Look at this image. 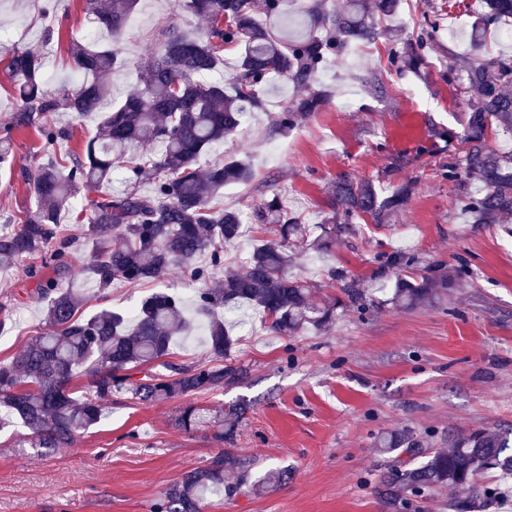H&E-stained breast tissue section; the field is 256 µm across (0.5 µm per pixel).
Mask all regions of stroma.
Here are the masks:
<instances>
[{"label":"stroma","instance_id":"35a3bbf8","mask_svg":"<svg viewBox=\"0 0 512 512\" xmlns=\"http://www.w3.org/2000/svg\"><path fill=\"white\" fill-rule=\"evenodd\" d=\"M436 14L441 29L422 72L393 69L386 40L355 49L321 76L332 91L328 104L292 129L272 122L287 106L290 86L266 87V111L248 116L206 157L210 164L245 158L253 178L226 186L211 204L248 213L278 193L302 223L313 225L331 215L328 189L340 174L369 179L383 191L410 182L413 195L395 220L356 224L325 251L305 247L291 275L315 284L321 303L342 296L330 269L347 270L359 287L370 288L390 279L385 263L396 253L414 259L402 271L407 279L462 263L471 278L414 310L386 303L379 294L367 311L338 307L335 323L322 331L279 335L253 317L236 329L230 356L245 366L246 379L192 398L212 407L249 404L230 443L209 430H179L174 419L183 399L147 406L127 394L113 395L98 426L47 457L17 452L13 444L25 431L7 428L0 432V512H149L162 491L219 452L232 463L224 480L237 492L215 501L209 512H449L458 496L453 488L416 498L406 509L385 506L374 491L375 479L390 464L374 446L382 434L405 432L435 451L447 447L453 434L512 428V228L470 222L441 176L448 149L434 135L461 127L464 107L447 79L448 64L452 53L468 50L474 19H454L448 0H401L388 26L409 35ZM93 26L84 0H0V33L11 48L42 44L52 94L73 82L69 49ZM172 26L192 37L206 30L180 0H140L121 39L129 66L110 77L115 93L133 87L149 49ZM16 110L0 69V138L13 144L11 157L0 164L1 218L34 207L28 169L79 150L96 131L95 123H74L60 111L56 124L71 136L49 146L37 128L13 127ZM398 155L407 156L408 164L394 166ZM51 281L84 294L86 316L104 305L131 314L159 291L188 299L195 293L176 269L160 280L101 292L87 273L62 274L56 259H21L0 267V312L6 317L0 361L40 332L44 302L38 289ZM244 461L251 479L274 468L287 469L288 479L253 494L238 484Z\"/></svg>","mask_w":512,"mask_h":512}]
</instances>
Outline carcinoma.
Here are the masks:
<instances>
[{
	"label": "carcinoma",
	"mask_w": 512,
	"mask_h": 512,
	"mask_svg": "<svg viewBox=\"0 0 512 512\" xmlns=\"http://www.w3.org/2000/svg\"><path fill=\"white\" fill-rule=\"evenodd\" d=\"M87 11L109 35L123 33L138 0H86ZM284 0H183V7L207 23L202 39H191L172 28L138 76V86L119 103L111 99L108 76L128 66L120 48L110 43L91 47L76 43L71 56L78 83L54 97L40 86L41 54L36 49L9 52L5 72L13 86L17 112L14 126L39 128L50 142L69 137L68 130L48 123L60 110L82 121L102 115L97 133L82 153L35 168V207L16 217L17 224L0 232V266L20 258H39L54 249L60 259L76 243L63 233L60 214L84 185H112L115 174H126V187L109 190L85 208L90 255L81 270L92 274L100 289L113 281L159 279L170 268H181L197 289L196 312L206 317L208 343L217 364L178 365L163 361L174 340L192 329L180 298L165 292L145 298L126 318L103 308L88 318L79 314L83 296L72 288L50 284L41 289L45 328L10 361L0 362V430L18 425L31 441L18 443L42 456L72 444L80 434L101 423L112 394L129 393L151 405L181 396L215 393L238 384L247 375L241 365H224L236 339L222 318L226 308L255 309L270 331L295 335L321 330L335 320L336 305L313 301L312 285L288 273L293 243L307 237L309 226L288 213L281 196L255 208L248 216L237 209L210 206L229 183L245 182L251 167L243 159L201 169L202 156L212 145L237 133L251 112L265 111L263 87L282 81L293 87L287 107L278 113V127L289 129L326 102L320 76L333 60L387 34L379 22L392 18L399 0H346L327 8L326 0H297L295 13ZM474 21L470 53L448 64V81L461 87L466 112L462 130L439 132L446 145H462V156L448 162L443 178L461 187L471 181L480 190L460 200L475 224H506L512 220V153L491 150L488 135L496 128L512 131V56L489 53L488 39L499 24L512 19V0H483ZM438 19L428 20L407 39H394L388 60L398 70L419 72L432 42ZM231 48L237 60L231 73L213 75L225 66ZM151 192L140 190L142 182ZM410 185L382 196L375 184L349 174L330 188L333 216L318 225L317 249L335 243L336 235L367 218L385 224L403 209ZM279 227V239L255 246L224 284L210 288V271L224 263V245L235 241L247 222ZM209 254L210 265L196 259ZM330 276L341 284L347 304L366 309L363 289L343 270ZM470 276L457 266L448 276H423L417 282L395 280L390 303L411 310L434 301L441 290ZM162 366L169 374H152ZM145 367L136 381L126 371ZM84 377L82 392L71 382ZM241 402L228 409L195 404L181 408L176 425L186 431L216 429L215 438L233 440L235 421L246 414ZM384 454L406 453L411 461H394L376 482V493L389 501L406 493L418 497L427 490L459 488L464 497L448 504L453 512H472L476 502L497 495L484 483L489 472L512 475V432L477 430L448 438V450L423 454L405 433L377 438ZM288 479V470L271 469L251 486L261 494ZM224 454L187 471L181 480L154 500L150 512H203L204 504L224 499Z\"/></svg>",
	"instance_id": "cac0c4a2"
}]
</instances>
